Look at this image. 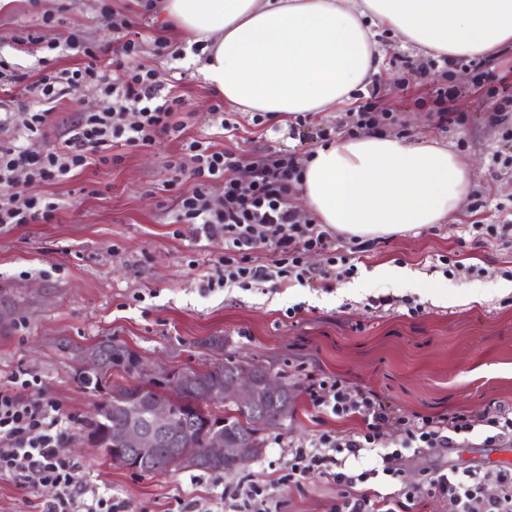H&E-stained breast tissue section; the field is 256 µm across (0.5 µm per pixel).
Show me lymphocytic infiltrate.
<instances>
[{
  "label": "lymphocytic infiltrate",
  "instance_id": "obj_1",
  "mask_svg": "<svg viewBox=\"0 0 512 512\" xmlns=\"http://www.w3.org/2000/svg\"><path fill=\"white\" fill-rule=\"evenodd\" d=\"M112 27L122 34L123 41L113 48L108 71L97 66L95 50L75 38L67 41V48L87 58L85 66L75 70L51 71L30 81L0 60V79L23 84L34 106L19 125L12 113L0 115V231L55 219L60 202L29 194L27 184L64 181L90 157L103 163L113 161L114 148L153 146L160 137L182 132L187 122L194 120L191 112L178 119L183 99L160 83L155 69L127 66V58L144 50L135 21L116 12ZM86 83L97 84L105 96L123 104L131 111V120L123 122L116 113L86 107L51 148L30 151L28 141L45 136L57 104L75 99ZM183 150L194 186L176 196L175 221L201 225L209 237L224 243L219 267L207 276V286L247 288L274 279L302 284L311 279L336 280L355 272L350 254L360 251V244L337 242L324 225L302 218L293 205L300 178L295 152L265 151L244 160L214 149L211 141L203 138L185 142ZM217 183L224 192L216 201L212 189ZM263 252L270 253L269 262H261ZM312 252L323 257L320 269L307 264L306 257ZM39 384V379L32 378L20 380L15 387L0 388V474L13 476L26 491L56 488V497L42 502L40 512H124V502L118 497L88 495L84 477L65 448L74 417L63 414L60 404L44 395L19 396V389ZM306 391L316 407L339 418H358L364 428L352 436L324 432L310 446L295 447L282 485L298 488L313 477H331L341 488L331 512H406L408 502L421 490L441 499L448 512H512L511 470L437 469L427 473L422 487L417 488L405 483L398 466L403 451L450 448L457 436L472 434L479 426L493 428L495 440H512L511 410L409 418L397 414L376 394L353 391L335 376L310 383ZM388 433L394 436L396 449L381 452L376 467L357 474L345 472L346 460L379 449ZM381 474L399 481V490L376 497L362 491V483ZM490 481L498 487L497 494L491 496L483 491ZM224 499L229 512H283L282 501L254 483L239 484L225 493Z\"/></svg>",
  "mask_w": 512,
  "mask_h": 512
}]
</instances>
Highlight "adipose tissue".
<instances>
[{
    "instance_id": "1",
    "label": "adipose tissue",
    "mask_w": 512,
    "mask_h": 512,
    "mask_svg": "<svg viewBox=\"0 0 512 512\" xmlns=\"http://www.w3.org/2000/svg\"><path fill=\"white\" fill-rule=\"evenodd\" d=\"M170 33L202 43L205 80L272 117L333 112L381 72L379 30L447 57L512 53V0H160ZM302 201L360 237L403 234L453 213L471 179L436 141L370 132L315 150Z\"/></svg>"
}]
</instances>
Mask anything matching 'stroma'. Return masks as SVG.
I'll use <instances>...</instances> for the list:
<instances>
[{
  "label": "stroma",
  "instance_id": "35a3bbf8",
  "mask_svg": "<svg viewBox=\"0 0 512 512\" xmlns=\"http://www.w3.org/2000/svg\"><path fill=\"white\" fill-rule=\"evenodd\" d=\"M114 10L140 21L145 35L162 28L158 14L143 15L139 0H12L0 9V59L33 76L81 66L82 57L65 50L67 39L76 34L93 46L112 47L118 38ZM48 13L55 16L49 24L42 20ZM30 33L41 36L44 49L21 45ZM379 42L382 73L358 92L357 105L396 113L389 133L448 144L474 168L468 194L446 223L366 238L353 276L306 286L270 281L203 290L202 276L224 245L196 225L174 221L178 189L165 182L183 142L205 137L243 159L288 147L303 158L315 145L290 138L292 117L257 122L225 103L188 51L176 60L146 52L127 64L156 69L182 95L186 111L201 116L221 109L236 122L234 135L194 125L153 147L122 150L117 163L96 161L68 180L29 185L31 194L64 206L52 223L0 232V384L19 373L35 375L43 392L75 417L66 451L89 489L117 494L128 512H174L180 499L224 512L225 490L254 482L285 500V512H329L340 492L332 479L316 477L299 489L279 482L291 464L290 445H309L324 431L362 428L359 420L310 403V379L327 375L377 393L403 416L512 410V237L492 238L483 230L512 219V170L492 163L512 127V115L500 125L492 121L503 95L512 96V59L464 58L446 78L437 68L421 74V51L391 32ZM454 86L462 90L453 103L458 120L443 125L433 92ZM382 265L411 271L415 286L385 288L371 277ZM385 295L396 297V305H373ZM213 336L224 339L223 359L267 368L296 389L293 417L264 432L258 458L230 474L142 475L84 445L80 423L101 395L75 376L81 347L113 338L136 351L144 366L202 368L217 356L206 346ZM504 452L512 453V443L488 444L479 436L454 459L438 448L404 452L401 467L407 483L416 485L436 468L507 469Z\"/></svg>",
  "mask_w": 512,
  "mask_h": 512
}]
</instances>
